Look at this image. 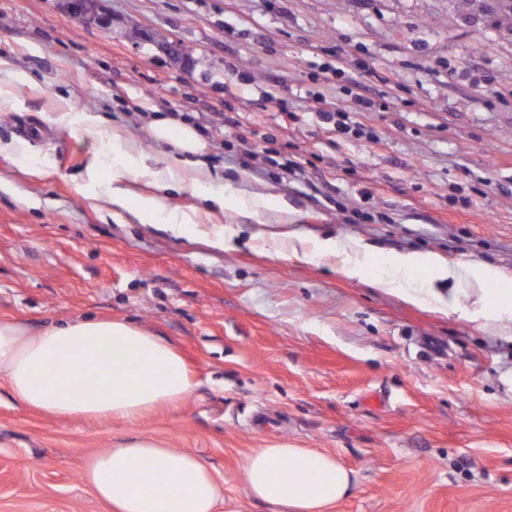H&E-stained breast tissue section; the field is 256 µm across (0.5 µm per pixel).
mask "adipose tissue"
<instances>
[{
    "instance_id": "obj_1",
    "label": "adipose tissue",
    "mask_w": 512,
    "mask_h": 512,
    "mask_svg": "<svg viewBox=\"0 0 512 512\" xmlns=\"http://www.w3.org/2000/svg\"><path fill=\"white\" fill-rule=\"evenodd\" d=\"M53 121L92 141L89 170L108 172L100 184L104 200L113 213L131 211L139 223L177 231L194 224L193 212L164 209L161 193L173 185L192 190L210 213L231 209L259 222L288 209L285 200L268 193L226 189L211 175L203 160L207 144L192 127L172 130L166 118L152 123L153 139L175 141L178 150L177 157L161 163L110 132L97 112H62ZM139 178L148 191L134 200L128 185ZM316 251L343 256L346 274L357 278L365 277L366 261L375 253L369 244L339 239L320 241ZM420 268L458 283L497 278L491 268L451 270L434 254L410 252L387 259L382 271L367 279L371 287L402 294L412 304L451 310L441 292L412 287L411 275ZM0 384L19 403L57 418L129 423L177 407L195 387L184 357L166 338L129 321L82 317L37 328L0 320ZM82 478L111 512H217L224 501L223 482L196 455L143 434L86 458ZM238 479L249 500L271 505L274 512H330L354 489L352 470L334 454L287 444L245 453Z\"/></svg>"
}]
</instances>
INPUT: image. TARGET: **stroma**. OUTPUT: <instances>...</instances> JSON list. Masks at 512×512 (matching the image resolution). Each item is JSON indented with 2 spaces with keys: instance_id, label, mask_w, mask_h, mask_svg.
<instances>
[{
  "instance_id": "obj_1",
  "label": "stroma",
  "mask_w": 512,
  "mask_h": 512,
  "mask_svg": "<svg viewBox=\"0 0 512 512\" xmlns=\"http://www.w3.org/2000/svg\"><path fill=\"white\" fill-rule=\"evenodd\" d=\"M104 6L110 34L62 0H0V57L25 75L0 140L46 162L30 173L0 156V320L133 321L179 349L196 386L132 425L58 419L0 385V512H110L83 462L135 431L208 464L218 512H270L237 473L275 442L354 471L334 512H512V342L482 329L512 316V28L455 0ZM360 85L372 111L356 109ZM337 105L364 136L324 123ZM100 107L151 154L176 151L152 139L156 118L192 124L213 175L287 201L286 223L231 210L183 233L120 223L86 174L90 140L50 121ZM294 234L375 245L370 275L422 252L500 277L486 311L445 314L293 252Z\"/></svg>"
}]
</instances>
